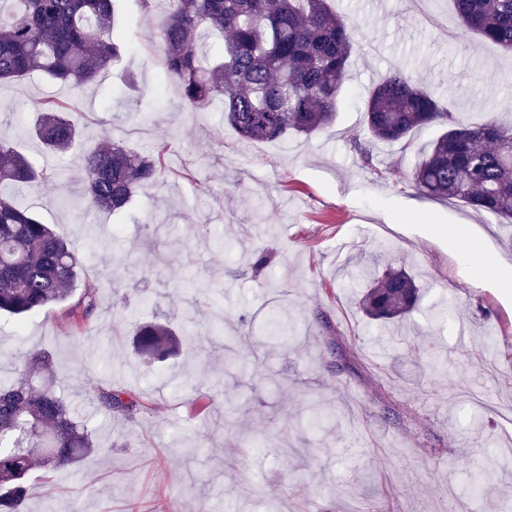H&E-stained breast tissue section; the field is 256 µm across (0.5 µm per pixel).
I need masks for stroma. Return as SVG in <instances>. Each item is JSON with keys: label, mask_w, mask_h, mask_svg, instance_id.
Instances as JSON below:
<instances>
[{"label": "stroma", "mask_w": 512, "mask_h": 512, "mask_svg": "<svg viewBox=\"0 0 512 512\" xmlns=\"http://www.w3.org/2000/svg\"><path fill=\"white\" fill-rule=\"evenodd\" d=\"M354 49L333 127L242 141L213 104L193 110L161 80L153 43L165 0H117L135 48L74 92L42 77L0 85V136L58 182L22 201L84 258L99 307L82 331L69 303L23 322L0 316V377L20 353L50 351L57 390L97 449L61 474L28 477V512H512V221L440 203L408 175L439 128L375 150L363 165L347 133L394 69L415 75L466 121L488 104L512 122V56L461 34L451 0H331ZM137 87L128 92V74ZM46 98L83 115L87 146L142 154L168 141L169 173L120 215L65 205L82 190L72 155L44 153L27 119ZM482 243L450 247L456 229ZM270 263L254 276L256 246ZM404 264L423 290L403 332L368 319L362 266ZM288 308L292 339L267 323ZM193 336L165 361L130 345L153 319ZM147 407L110 418L105 386Z\"/></svg>", "instance_id": "35a3bbf8"}]
</instances>
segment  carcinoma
<instances>
[{
  "instance_id": "cac0c4a2",
  "label": "carcinoma",
  "mask_w": 512,
  "mask_h": 512,
  "mask_svg": "<svg viewBox=\"0 0 512 512\" xmlns=\"http://www.w3.org/2000/svg\"><path fill=\"white\" fill-rule=\"evenodd\" d=\"M167 2L155 40L165 77L191 108L223 104L225 120L247 142L310 136L334 122L353 39L328 0ZM452 2L463 32L512 55V0ZM126 50L115 30V0H0L1 83L37 73L78 92ZM435 124L444 132L411 170L414 189L512 219V125L466 124L401 70L372 90L363 130L350 140L370 166L378 146ZM79 126L69 103L48 99L39 102L31 127L47 151L77 150L78 208L118 215L140 189L161 181L168 144L150 155L114 141L81 148ZM48 178L0 137V313L19 320L69 299L83 266L62 234L3 191ZM420 298L415 278L391 268L373 281L361 305L373 319L400 321ZM96 307L97 285L87 283L69 312L75 331ZM179 344L176 332L157 321L141 323L133 337L147 360H163ZM18 373L0 383V512H26L33 468L70 471L95 449L91 432L57 394L49 352L26 354ZM95 402L108 416L142 409L140 397L124 389L102 388Z\"/></svg>"
}]
</instances>
